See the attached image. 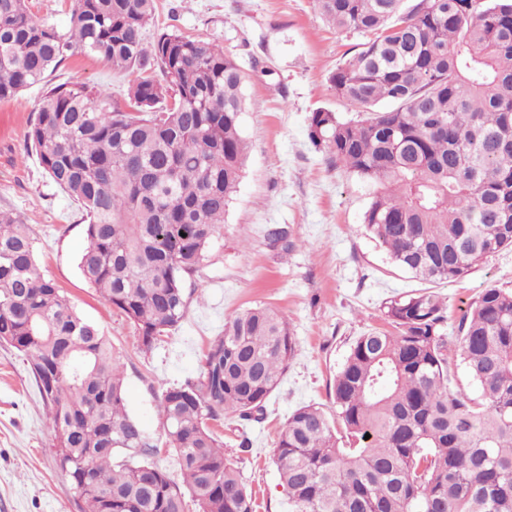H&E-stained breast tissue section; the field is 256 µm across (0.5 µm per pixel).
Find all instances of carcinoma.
Here are the masks:
<instances>
[{
	"instance_id": "1",
	"label": "carcinoma",
	"mask_w": 512,
	"mask_h": 512,
	"mask_svg": "<svg viewBox=\"0 0 512 512\" xmlns=\"http://www.w3.org/2000/svg\"><path fill=\"white\" fill-rule=\"evenodd\" d=\"M316 0L336 29L373 34L330 77L362 109H319L310 138L382 186L364 215L401 269L467 276L512 248V0ZM155 0H74L66 32L28 0H0V100L46 84L76 52L162 80L105 91L46 89L27 141L50 183L82 209L83 279L130 321L140 348L187 312L185 281L223 228L246 154L245 74L224 49L175 31L151 45ZM443 303L383 306L392 330L359 336L321 407L293 411L274 453L292 512H512V290L491 287L461 317L474 392L450 388ZM0 343L28 356L53 456L82 512H254L212 423L258 418L295 354L288 322L257 305L224 322L194 378L162 390L153 440L127 411L112 345L38 271L26 224L0 211ZM370 438H365V435ZM166 448L178 482L148 457Z\"/></svg>"
}]
</instances>
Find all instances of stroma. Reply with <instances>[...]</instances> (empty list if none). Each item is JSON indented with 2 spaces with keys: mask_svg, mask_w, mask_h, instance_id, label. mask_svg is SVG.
I'll list each match as a JSON object with an SVG mask.
<instances>
[{
  "mask_svg": "<svg viewBox=\"0 0 512 512\" xmlns=\"http://www.w3.org/2000/svg\"><path fill=\"white\" fill-rule=\"evenodd\" d=\"M165 30L220 45L247 75L242 177L220 235L186 281L188 309L179 327L142 352L134 326L83 280L82 212L50 183L26 139L43 87L0 101V210L23 218L40 274L107 336L123 364L128 410L150 435L161 431L162 390L197 375L227 317L262 304L287 320L296 354L266 403L264 420L229 413L214 430L252 494L254 512H291L273 463L289 415L306 404L331 409L334 375L358 336L384 327L389 299L437 294L445 304V332L453 334L484 289L512 288V250L458 281L433 284L395 267L367 235L364 213L376 186L312 144L309 117L319 108L345 120L358 117L329 78L369 37L329 27L315 0H156L145 43ZM153 75L150 69L119 72L104 59L77 53L50 82L88 84L120 99L134 81ZM271 225L286 230L292 249L267 239ZM244 437L251 442L245 452L238 446ZM52 439L28 362L0 344V512H81L79 496L54 463Z\"/></svg>",
  "mask_w": 512,
  "mask_h": 512,
  "instance_id": "1",
  "label": "stroma"
}]
</instances>
